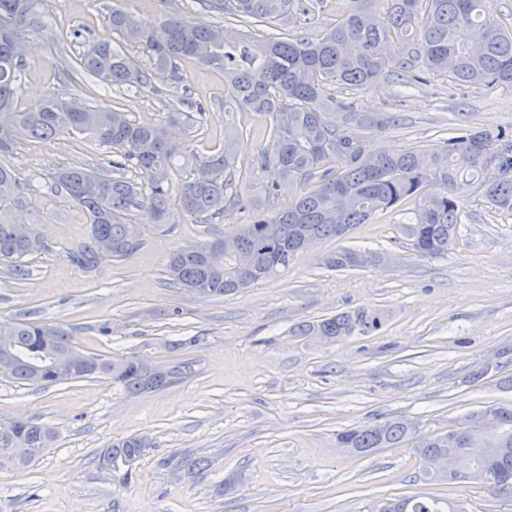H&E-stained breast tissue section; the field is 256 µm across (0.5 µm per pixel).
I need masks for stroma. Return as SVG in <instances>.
<instances>
[{"label": "stroma", "mask_w": 512, "mask_h": 512, "mask_svg": "<svg viewBox=\"0 0 512 512\" xmlns=\"http://www.w3.org/2000/svg\"><path fill=\"white\" fill-rule=\"evenodd\" d=\"M113 6L149 22L176 10L202 26L225 21L195 0H41L20 105L75 95L156 124L172 107L198 103L208 112L204 128L176 126L169 135L195 153H214L224 142L223 72L186 59L182 83L128 90L67 75L71 58L112 40ZM335 22L329 2L306 24L281 20L259 32L314 38ZM340 96L362 112L399 115L400 126L369 137L371 147L390 152L438 144L460 127L512 125V89L460 86L429 73L406 88L386 67L365 91ZM236 124L244 163L269 143L271 127L246 110ZM107 159L104 146L76 132L25 141L12 158L26 186L27 219L51 250L26 257L24 277L0 269V318L63 323L84 352L114 360L136 353L167 368L187 362L192 371L134 396L104 379L36 388L0 376V417L31 418L57 433L30 469L0 470V512H377L386 499L413 495L454 502L460 512H512V496L425 482L411 445L365 456L336 445L339 431L391 417L430 436L487 406L512 404L511 215L469 195V216L448 254L421 258L400 232L405 215L388 212L346 240L313 243L287 270L250 288L201 297L169 281L168 258L230 232L235 217L201 224L178 211L163 228L145 225L128 257L89 271L68 260L89 237L88 217L45 183L65 165L107 171ZM342 244L391 259L327 269L323 256ZM358 306L387 310L385 327L341 342L291 333L300 322ZM483 366L486 376L471 382ZM133 435L151 446L132 475L102 468L100 451Z\"/></svg>", "instance_id": "obj_1"}]
</instances>
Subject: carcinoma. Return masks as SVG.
I'll use <instances>...</instances> for the list:
<instances>
[{
  "instance_id": "cac0c4a2",
  "label": "carcinoma",
  "mask_w": 512,
  "mask_h": 512,
  "mask_svg": "<svg viewBox=\"0 0 512 512\" xmlns=\"http://www.w3.org/2000/svg\"><path fill=\"white\" fill-rule=\"evenodd\" d=\"M39 0H0V264L23 272V258L47 246L30 225L19 229L14 210L24 208L23 186L10 158L28 138L86 133L112 153V174L63 166L50 177V190L78 206L90 224L88 241L67 253L73 264L91 269L99 253L125 258L139 246L144 215L156 228L171 223L169 203L173 175L183 172L179 206L203 224L239 215L236 247L226 253L222 240L195 249L174 251L167 263L173 284L204 297L237 293L280 269L288 268L306 246L326 238L342 239L378 215L412 205L411 222L401 231L420 257L445 255L455 243L465 218L464 194L471 191L494 213L512 214V176L488 180L494 164L512 171V128L462 129L432 148L390 154L367 145L364 131H381L395 124L385 113L368 115L354 104L338 100L333 86L364 91L387 65L399 70L401 82L419 81L416 66L439 73L456 84L512 88V28L494 17L490 0H336V24L318 38L262 37L224 26L203 28L180 12L147 24L114 9L109 14L118 40L138 46L147 57L143 70L121 47L94 43L72 60L68 75L93 83L122 87L179 79L185 59L224 72V145L207 156L166 138L160 124H146L107 106H90L78 98L50 96L30 109L17 106L28 33L39 26ZM311 0H195L216 13L231 11L251 29L263 23L309 14ZM404 42L408 55L398 59L393 46ZM266 116L270 144L246 165H238L233 140L241 135L234 113ZM206 112L195 106L174 108L167 121L201 126ZM136 173L141 181L127 176ZM256 194L233 189L234 180ZM377 251L341 247L323 258L325 267L344 271L381 265ZM387 320L384 311L358 307L297 326L298 336H323L342 341L370 336ZM73 346V332L61 323L29 319L0 320V354L16 355L6 377L31 386L104 378L130 395L164 387L190 371V365L161 368L136 355L110 360L86 354L70 371L48 365L49 348ZM484 417L498 432L484 438L483 450L472 458L465 485L510 494L497 482L512 475V404L489 406L470 418ZM23 440L33 449L28 460H15L10 445L0 439V470H21L38 461L56 439L53 428L24 421ZM474 430L464 428L423 437L409 420L396 417L373 425L345 429L336 435L340 447L366 455L379 448L413 444L428 482L454 483L450 475L429 470L432 458L469 452ZM150 442L142 436L117 441L99 455L109 470L130 468ZM450 503L438 498L399 497L384 502L378 512H448Z\"/></svg>"
}]
</instances>
